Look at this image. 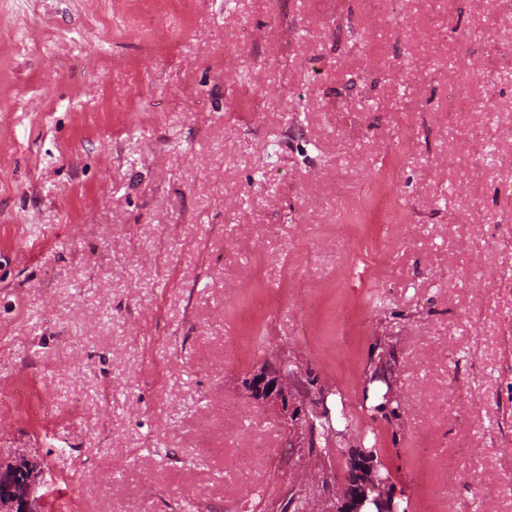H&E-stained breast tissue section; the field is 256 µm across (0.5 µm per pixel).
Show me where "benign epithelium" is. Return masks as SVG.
<instances>
[{
  "label": "benign epithelium",
  "instance_id": "1",
  "mask_svg": "<svg viewBox=\"0 0 512 512\" xmlns=\"http://www.w3.org/2000/svg\"><path fill=\"white\" fill-rule=\"evenodd\" d=\"M247 387L278 414L289 446H295L299 430L312 427L306 405L309 392L297 369L288 367L285 359L276 356L256 367L247 378ZM40 476V465L23 455L11 467L0 468V512H42L37 496ZM385 486L379 466L372 465L365 475V489L379 492Z\"/></svg>",
  "mask_w": 512,
  "mask_h": 512
}]
</instances>
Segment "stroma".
Wrapping results in <instances>:
<instances>
[{"mask_svg": "<svg viewBox=\"0 0 512 512\" xmlns=\"http://www.w3.org/2000/svg\"><path fill=\"white\" fill-rule=\"evenodd\" d=\"M509 126L486 0H0V464L46 512H326L370 449L410 512H512ZM279 351L347 428L285 445ZM372 383L373 382H381L385 384L386 386V392L381 397V402L377 404H372L369 407L370 411L373 412H384L390 409L391 414H395L396 408L393 407V403L396 402L395 400L392 401V398L388 395V387H391L392 385V372L388 373V371L385 368H379L375 367V369L372 372L371 375ZM377 380V381H374Z\"/></svg>", "mask_w": 512, "mask_h": 512, "instance_id": "1", "label": "stroma"}]
</instances>
